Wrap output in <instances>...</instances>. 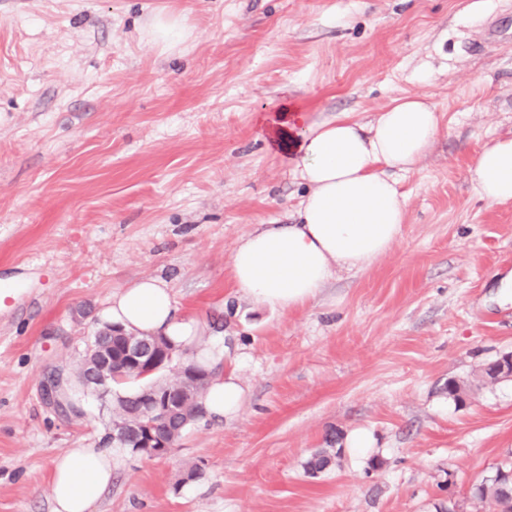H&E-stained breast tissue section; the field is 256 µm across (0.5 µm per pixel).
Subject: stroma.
<instances>
[{"label":"stroma","instance_id":"stroma-1","mask_svg":"<svg viewBox=\"0 0 512 512\" xmlns=\"http://www.w3.org/2000/svg\"><path fill=\"white\" fill-rule=\"evenodd\" d=\"M160 14L179 42L154 37ZM288 93L316 119L422 94L445 120L395 175L391 249L273 310L230 264L306 192L255 130ZM511 135L512 0H0V512H51L54 457L99 446L111 406L90 393L64 415L43 384L150 277L245 397L167 457L124 452L95 512H489L474 490L512 462V377L480 372L512 354V202L468 167ZM355 429L373 447H347Z\"/></svg>","mask_w":512,"mask_h":512}]
</instances>
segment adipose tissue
<instances>
[{
  "label": "adipose tissue",
  "instance_id": "ef3b65f1",
  "mask_svg": "<svg viewBox=\"0 0 512 512\" xmlns=\"http://www.w3.org/2000/svg\"><path fill=\"white\" fill-rule=\"evenodd\" d=\"M442 117L424 96L398 99L372 119L341 113L312 118L284 100L255 123L269 152L286 159L308 191L291 224H265L244 237L231 257L235 288L273 309H293L316 298L339 269H362L398 240L406 199L391 170H412L433 144ZM480 196L512 202V138L485 146L468 170ZM104 322L140 336H163L179 347L200 344L202 331L176 309L166 283L147 278L113 294ZM198 361L212 368L224 355L200 344ZM244 390L235 373L213 380L202 403L207 413L231 417ZM115 451L67 448L53 460L52 512H93L112 484Z\"/></svg>",
  "mask_w": 512,
  "mask_h": 512
}]
</instances>
